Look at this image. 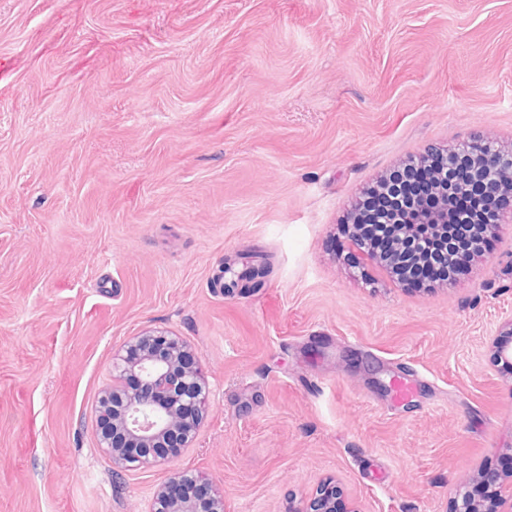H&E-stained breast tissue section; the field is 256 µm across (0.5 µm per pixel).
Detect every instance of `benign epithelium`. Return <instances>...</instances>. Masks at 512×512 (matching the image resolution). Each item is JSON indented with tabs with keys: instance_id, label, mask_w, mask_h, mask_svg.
<instances>
[{
	"instance_id": "benign-epithelium-1",
	"label": "benign epithelium",
	"mask_w": 512,
	"mask_h": 512,
	"mask_svg": "<svg viewBox=\"0 0 512 512\" xmlns=\"http://www.w3.org/2000/svg\"><path fill=\"white\" fill-rule=\"evenodd\" d=\"M458 162L448 163L450 185H462L491 208L500 189H512V151L474 140L448 152ZM395 225L394 235L410 224H433L448 233V204L441 197H408L400 208L383 217ZM494 367L512 379V314L504 318L491 341ZM115 382L100 396L99 419L112 417V432L99 434V448L115 466L127 470L151 469L171 459L164 441L175 437L190 446L203 422L210 391L198 352L181 337L147 328L112 352ZM472 482L488 487L475 498L464 489L457 494L454 512H505L512 506V471L483 469ZM149 512H224V494L192 470L178 471L154 491ZM292 512H357L346 506L343 488L324 481Z\"/></svg>"
}]
</instances>
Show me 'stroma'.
<instances>
[{
  "label": "stroma",
  "instance_id": "stroma-1",
  "mask_svg": "<svg viewBox=\"0 0 512 512\" xmlns=\"http://www.w3.org/2000/svg\"><path fill=\"white\" fill-rule=\"evenodd\" d=\"M473 137L512 149V0H0V512H148L184 468L228 512L329 477L358 512H453L512 454L488 351L512 222L420 290L340 224ZM148 327L196 349L210 404L190 447L122 470L98 400Z\"/></svg>",
  "mask_w": 512,
  "mask_h": 512
}]
</instances>
